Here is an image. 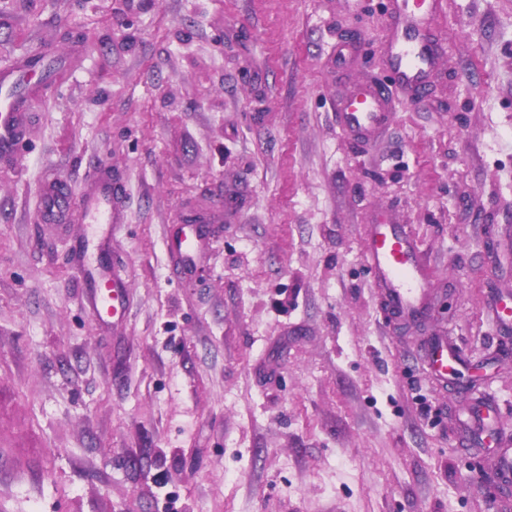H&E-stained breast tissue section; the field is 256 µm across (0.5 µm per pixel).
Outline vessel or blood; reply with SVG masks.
<instances>
[{"label": "vessel or blood", "instance_id": "obj_1", "mask_svg": "<svg viewBox=\"0 0 512 512\" xmlns=\"http://www.w3.org/2000/svg\"><path fill=\"white\" fill-rule=\"evenodd\" d=\"M444 0H400L390 27L386 53L396 86L406 93L421 88L432 75L441 45L429 31V20L441 10ZM45 52L27 54L12 67L0 69V154L17 149L24 140L20 112L27 103L26 77L45 68ZM387 97L369 84L355 90L336 106L340 129L359 139L371 140L388 121ZM82 217L90 228L77 245L85 257L79 273L89 289L86 298L93 320L100 325L121 321L128 309V286L116 271L97 259L100 240L117 221L112 208V176L98 173L81 200ZM173 244L184 261H192L204 244L193 229L174 233ZM367 259L385 290L387 304L403 317L412 318L429 309L428 288L414 240L390 220L373 224ZM422 360L435 376L444 380L461 362L458 351L442 340L428 341Z\"/></svg>", "mask_w": 512, "mask_h": 512}]
</instances>
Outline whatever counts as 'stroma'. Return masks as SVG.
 Segmentation results:
<instances>
[{
  "instance_id": "obj_1",
  "label": "stroma",
  "mask_w": 512,
  "mask_h": 512,
  "mask_svg": "<svg viewBox=\"0 0 512 512\" xmlns=\"http://www.w3.org/2000/svg\"><path fill=\"white\" fill-rule=\"evenodd\" d=\"M13 2L0 66L44 44L59 65L48 92L30 76L26 146L0 161V512H512V332L488 315L512 296V0H446L434 77L369 145L335 104L393 92L389 0ZM98 167L123 179L117 332L93 326L74 249ZM386 211L469 393L387 313L364 258ZM195 215L210 247L186 270L166 240ZM479 400L480 448L460 425Z\"/></svg>"
}]
</instances>
